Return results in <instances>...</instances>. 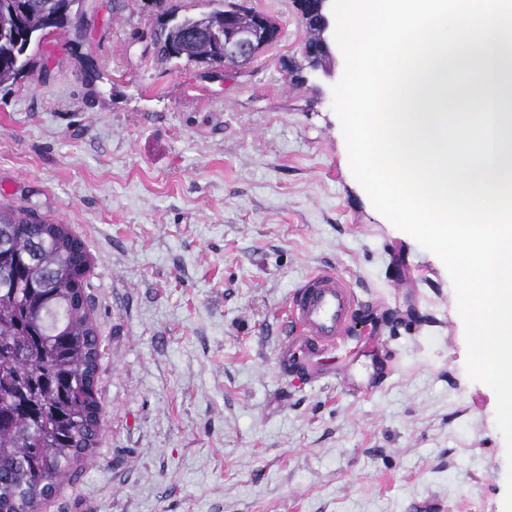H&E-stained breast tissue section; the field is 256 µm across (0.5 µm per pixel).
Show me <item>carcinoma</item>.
<instances>
[{"label": "carcinoma", "instance_id": "cac0c4a2", "mask_svg": "<svg viewBox=\"0 0 512 512\" xmlns=\"http://www.w3.org/2000/svg\"><path fill=\"white\" fill-rule=\"evenodd\" d=\"M81 0H0V86L30 69L36 42L79 29ZM161 30L166 61L220 62L213 33L249 24L252 9L179 15ZM82 243L63 224L0 206V512H37L100 432L99 342L89 313Z\"/></svg>", "mask_w": 512, "mask_h": 512}]
</instances>
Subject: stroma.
Instances as JSON below:
<instances>
[{
	"label": "stroma",
	"instance_id": "35a3bbf8",
	"mask_svg": "<svg viewBox=\"0 0 512 512\" xmlns=\"http://www.w3.org/2000/svg\"><path fill=\"white\" fill-rule=\"evenodd\" d=\"M246 67L157 59L149 0H82L0 88V204L83 243L102 432L39 512H501L496 397L466 373L451 277L354 177L329 75L291 73L294 0ZM331 268L378 313L383 386L295 380L284 309Z\"/></svg>",
	"mask_w": 512,
	"mask_h": 512
}]
</instances>
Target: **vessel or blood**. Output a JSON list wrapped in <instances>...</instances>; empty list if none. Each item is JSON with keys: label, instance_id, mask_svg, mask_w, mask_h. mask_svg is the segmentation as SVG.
I'll use <instances>...</instances> for the list:
<instances>
[{"label": "vessel or blood", "instance_id": "vessel-or-blood-1", "mask_svg": "<svg viewBox=\"0 0 512 512\" xmlns=\"http://www.w3.org/2000/svg\"><path fill=\"white\" fill-rule=\"evenodd\" d=\"M363 307L351 284L331 269L308 276L286 306L287 330L280 350L282 369H331L338 351H352L351 326Z\"/></svg>", "mask_w": 512, "mask_h": 512}]
</instances>
